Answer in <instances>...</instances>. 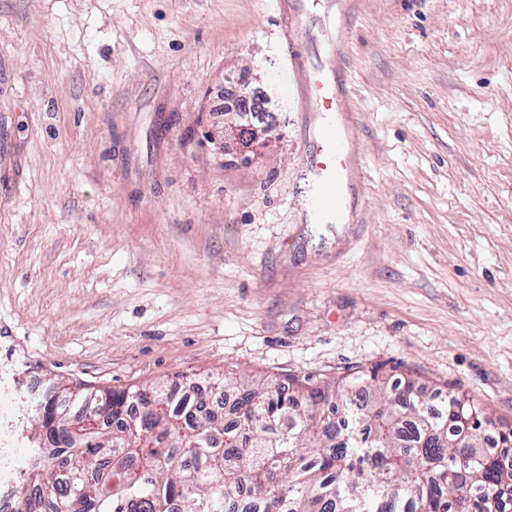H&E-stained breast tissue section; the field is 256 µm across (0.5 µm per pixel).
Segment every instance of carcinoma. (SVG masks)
<instances>
[{"mask_svg":"<svg viewBox=\"0 0 512 512\" xmlns=\"http://www.w3.org/2000/svg\"><path fill=\"white\" fill-rule=\"evenodd\" d=\"M210 385L232 423L159 385H55L40 404L23 512H512V429L470 433L476 406L379 370Z\"/></svg>","mask_w":512,"mask_h":512,"instance_id":"1","label":"carcinoma"}]
</instances>
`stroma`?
<instances>
[{
  "mask_svg": "<svg viewBox=\"0 0 512 512\" xmlns=\"http://www.w3.org/2000/svg\"><path fill=\"white\" fill-rule=\"evenodd\" d=\"M365 176L305 217L272 0H0V410L50 383L374 366L512 428V0H344ZM268 138L224 159L230 100Z\"/></svg>",
  "mask_w": 512,
  "mask_h": 512,
  "instance_id": "obj_1",
  "label": "stroma"
}]
</instances>
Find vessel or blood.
I'll return each mask as SVG.
<instances>
[{
	"label": "vessel or blood",
	"mask_w": 512,
	"mask_h": 512,
	"mask_svg": "<svg viewBox=\"0 0 512 512\" xmlns=\"http://www.w3.org/2000/svg\"><path fill=\"white\" fill-rule=\"evenodd\" d=\"M280 15L281 50L291 64L288 92L309 126L306 161L314 181L307 203L310 222L338 223L344 212L346 174H360L355 143L340 115L349 112L348 94L336 93L332 70L347 65L348 47L339 45L331 54L330 68L310 66L303 53L300 14L291 0H276Z\"/></svg>",
	"instance_id": "obj_1"
}]
</instances>
